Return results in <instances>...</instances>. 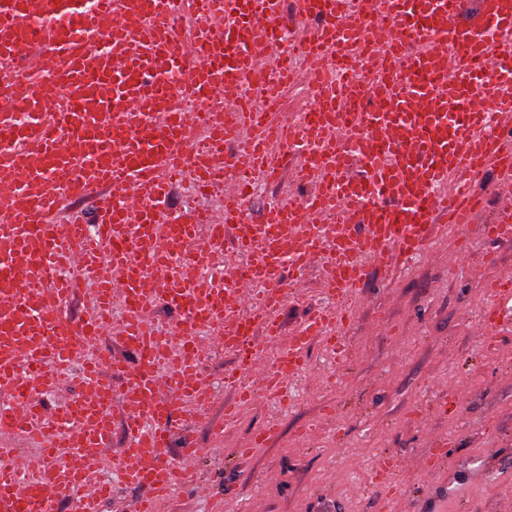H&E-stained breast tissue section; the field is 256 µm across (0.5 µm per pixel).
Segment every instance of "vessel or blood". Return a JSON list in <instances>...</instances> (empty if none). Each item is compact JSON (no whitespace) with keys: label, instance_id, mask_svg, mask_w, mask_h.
I'll list each match as a JSON object with an SVG mask.
<instances>
[{"label":"vessel or blood","instance_id":"1","mask_svg":"<svg viewBox=\"0 0 512 512\" xmlns=\"http://www.w3.org/2000/svg\"><path fill=\"white\" fill-rule=\"evenodd\" d=\"M259 26L289 31L307 59L301 68L288 55L278 61L280 86L312 97L286 122L268 115ZM360 44L378 62L363 78L328 68ZM506 83L512 0H0V129L10 134L0 143V512H56L65 499L99 512L118 484L144 489L134 512H158L201 454H169L175 417L214 399L196 329L234 357L224 369L233 397L213 427L220 438L260 398L288 403L289 382L309 372L312 338L343 357L341 334L370 265L419 259L442 227L452 266L469 232L512 240V200L500 198L496 220L481 224L485 198L470 187L491 170L498 187L512 185ZM227 84L251 92L250 104H229L230 118L176 106L177 94L201 99ZM358 127L379 134L372 152L360 150ZM196 135L205 153L191 162L190 189L202 196L223 183L219 219L167 208ZM285 175L310 193L251 222L255 180ZM98 192L110 204L94 223L66 218L71 201ZM326 215L346 232L324 235ZM202 227L210 245L237 255L206 279L183 252ZM148 240L150 255L136 251ZM311 270L323 307L288 348L264 356L261 337L280 334L278 314ZM87 290L93 304L70 318L76 292ZM483 292L489 345L512 321V279L484 278ZM158 301L186 316L180 350L144 313ZM74 374L84 396L47 415L43 395ZM121 401L131 411L112 459L102 451ZM73 450L105 474L95 495L80 493L83 476L66 462ZM401 468L386 455L374 468L399 498L407 489L392 478Z\"/></svg>","mask_w":512,"mask_h":512}]
</instances>
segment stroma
<instances>
[{"label": "stroma", "instance_id": "stroma-1", "mask_svg": "<svg viewBox=\"0 0 512 512\" xmlns=\"http://www.w3.org/2000/svg\"><path fill=\"white\" fill-rule=\"evenodd\" d=\"M492 265H484L486 250ZM512 277V241L487 247L474 240L456 276L448 274V250L431 245L406 267L374 268L368 298L349 328L346 363L335 382L321 342L308 350L312 374L292 382L288 411L275 402L245 409L236 428L214 440L208 428L177 436L203 448L191 463L192 481L224 497V512H500L512 500V327L497 334V347H482L478 319L481 276ZM467 389L449 403L445 387ZM335 407L327 422L303 441L296 431ZM279 419V440L237 459L236 448L270 419ZM447 437L450 465L424 478L408 470V498L388 501L387 490L365 485L371 465L385 453L417 461L434 451L433 435Z\"/></svg>", "mask_w": 512, "mask_h": 512}]
</instances>
